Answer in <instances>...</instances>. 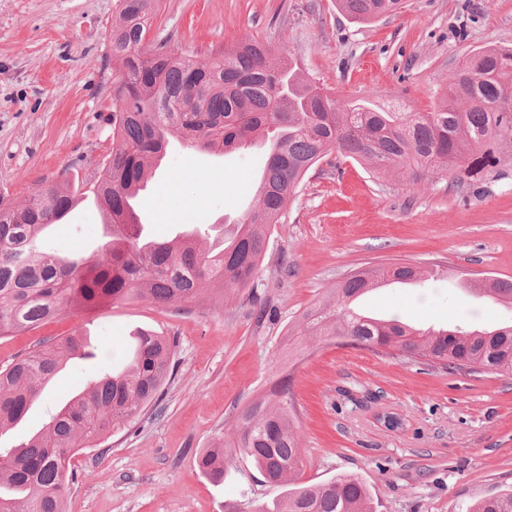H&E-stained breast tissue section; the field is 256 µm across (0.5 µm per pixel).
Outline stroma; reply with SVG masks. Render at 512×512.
I'll return each mask as SVG.
<instances>
[{
    "label": "stroma",
    "mask_w": 512,
    "mask_h": 512,
    "mask_svg": "<svg viewBox=\"0 0 512 512\" xmlns=\"http://www.w3.org/2000/svg\"><path fill=\"white\" fill-rule=\"evenodd\" d=\"M117 9V0H0V189L14 204L92 176L111 149ZM149 37L199 59L251 37L288 49L333 96L428 112L472 54L512 46V0H404L399 14L367 24L336 0H159ZM260 163L250 148L224 156L171 141L138 199L146 234L170 240L202 226L218 242L251 204ZM104 240L86 200L40 244L89 257ZM395 262L447 271L418 288L369 291L361 313L423 329L511 322V307L469 296L463 282L474 272L512 279V167L414 185L329 154L271 231L255 279L265 313L243 292L188 310L104 301L0 338V365L76 330L95 353L69 360L23 419L0 429V449L38 434L95 373L125 368L130 332L151 329L174 344L173 374L155 406L72 458L66 512H250L272 491L245 456L228 452L220 484L195 458L231 441L241 409L286 373L302 481L354 475L375 512H468L512 490V374L448 373L288 338L350 273Z\"/></svg>",
    "instance_id": "1"
}]
</instances>
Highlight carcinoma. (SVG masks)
<instances>
[{
  "mask_svg": "<svg viewBox=\"0 0 512 512\" xmlns=\"http://www.w3.org/2000/svg\"><path fill=\"white\" fill-rule=\"evenodd\" d=\"M112 21V150L96 180L39 191L17 207L0 192V336L35 330L68 314L70 305L146 299L159 305L210 300L254 284L288 200L328 152L370 165L373 172L402 171L412 181L460 171L469 160L512 159V48L476 53L448 81L430 112H402L362 102L346 103L308 81L293 54L273 51L250 37L224 55L198 61L146 45L155 0H118ZM357 23L393 15L402 0H336ZM176 138L210 152L265 142L266 179L253 207L224 237L221 248L198 239L168 242L123 233L135 225L125 205L151 176ZM105 191L112 232L94 259L42 252L37 242L82 192ZM434 268L398 264L393 277L422 279ZM387 278L383 268L346 277L329 298L308 311L306 336H352L373 352L423 360L444 372H512V324L492 331L420 330L397 319L364 316L353 299ZM475 294L512 304V281L496 279ZM73 333L41 344L0 367V428L20 421L64 361L83 349ZM170 340L140 333L129 366L101 373L57 411L27 443L0 453V512H64L74 481L72 454L129 425L161 396L173 373ZM290 374L245 406L236 419L234 447L277 490L254 512H373L361 480L351 475L307 484L290 403ZM198 469L224 482V446L207 448ZM473 512H512V491L483 499Z\"/></svg>",
  "mask_w": 512,
  "mask_h": 512,
  "instance_id": "carcinoma-1",
  "label": "carcinoma"
}]
</instances>
